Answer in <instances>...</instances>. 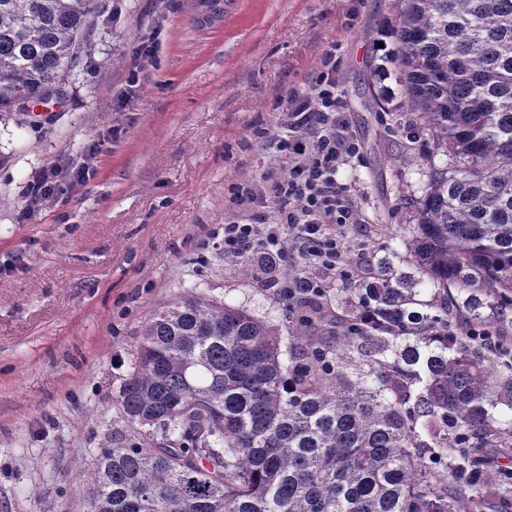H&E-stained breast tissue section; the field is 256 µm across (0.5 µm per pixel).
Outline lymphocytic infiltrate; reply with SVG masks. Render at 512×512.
<instances>
[{
  "label": "lymphocytic infiltrate",
  "mask_w": 512,
  "mask_h": 512,
  "mask_svg": "<svg viewBox=\"0 0 512 512\" xmlns=\"http://www.w3.org/2000/svg\"><path fill=\"white\" fill-rule=\"evenodd\" d=\"M336 46H328L302 88L290 89L277 106L288 114L285 131L265 136L263 149L270 171L255 183L230 186L232 209L214 243L225 255L252 252L295 253L310 267L309 296L323 298L337 275H351L352 253L366 255L367 241L351 245L345 235L360 214L350 185L341 182V168L360 163L361 146L341 120L343 92L336 82ZM102 143L86 147L87 163L42 166L30 177L26 214L62 199L65 190L85 186L96 174L93 164Z\"/></svg>",
  "instance_id": "lymphocytic-infiltrate-1"
}]
</instances>
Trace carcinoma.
I'll return each mask as SVG.
<instances>
[{"instance_id": "1", "label": "carcinoma", "mask_w": 512, "mask_h": 512, "mask_svg": "<svg viewBox=\"0 0 512 512\" xmlns=\"http://www.w3.org/2000/svg\"><path fill=\"white\" fill-rule=\"evenodd\" d=\"M390 58L431 144L412 272L386 255L294 328L194 288L145 318L88 512H512V0H402ZM102 0H0V112L65 95ZM273 290L302 278L239 258ZM428 288L433 299H416Z\"/></svg>"}]
</instances>
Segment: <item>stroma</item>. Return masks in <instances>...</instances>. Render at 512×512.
<instances>
[{
  "instance_id": "1",
  "label": "stroma",
  "mask_w": 512,
  "mask_h": 512,
  "mask_svg": "<svg viewBox=\"0 0 512 512\" xmlns=\"http://www.w3.org/2000/svg\"><path fill=\"white\" fill-rule=\"evenodd\" d=\"M126 0L94 21L95 51L67 96L0 115V512H83L95 452L127 424L114 397L147 313L192 288L287 330L271 290L207 247L230 183L260 180L255 134L277 98L337 44L344 119L363 146L341 170L363 221L352 242L407 265L406 200L431 165L387 58L399 0ZM160 32L139 96L112 109L129 42ZM103 137L97 174L66 204L24 217L34 167L79 164ZM415 156L414 165L401 161Z\"/></svg>"
}]
</instances>
